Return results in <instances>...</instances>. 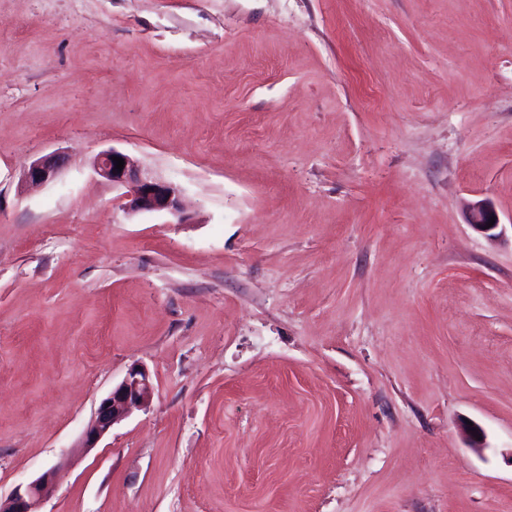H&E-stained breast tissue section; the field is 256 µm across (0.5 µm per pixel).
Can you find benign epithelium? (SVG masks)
<instances>
[{"mask_svg":"<svg viewBox=\"0 0 512 512\" xmlns=\"http://www.w3.org/2000/svg\"><path fill=\"white\" fill-rule=\"evenodd\" d=\"M124 160L123 169H116L112 157ZM67 162L61 152H52L31 162L23 175V182L29 185L46 184L58 176ZM95 172L104 180L116 186L127 188L124 208L131 213L143 211H166L178 223L186 222L183 215L180 190L167 182L144 174L139 165L128 155L110 149L98 154L93 163ZM495 212L486 200L472 202L467 207V223L482 231H493L498 224L488 226ZM152 394L149 375L140 368L131 369L126 377L100 402L92 423L84 432L81 447L89 450L96 447L99 440L114 425L126 419L132 410L148 404ZM468 445L480 450L485 447V433L478 425L466 426ZM52 471H46L38 478L18 487L12 495L0 499V512H40L42 501L51 489Z\"/></svg>","mask_w":512,"mask_h":512,"instance_id":"1","label":"benign epithelium"}]
</instances>
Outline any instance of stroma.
I'll return each mask as SVG.
<instances>
[{"label":"stroma","instance_id":"obj_1","mask_svg":"<svg viewBox=\"0 0 512 512\" xmlns=\"http://www.w3.org/2000/svg\"><path fill=\"white\" fill-rule=\"evenodd\" d=\"M50 468L42 512H512V0H0V496ZM113 156L124 160L122 171L116 169ZM93 166L102 179L112 182V185L127 188L124 208L129 212L166 211L177 218L179 224L186 222L180 190L170 183L144 174L128 155L112 148L98 154ZM67 162L61 152H52L31 162L23 175V182L29 185L46 184L58 176ZM467 223L482 232L495 230L498 224L497 216L487 200H478L472 202L467 207ZM491 217H495V222L490 228H486ZM152 384L145 370L132 368L126 377L100 402L92 423L84 432L81 448H96L99 440L114 425L126 419L133 409L148 404ZM110 403V406H107Z\"/></svg>","mask_w":512,"mask_h":512}]
</instances>
